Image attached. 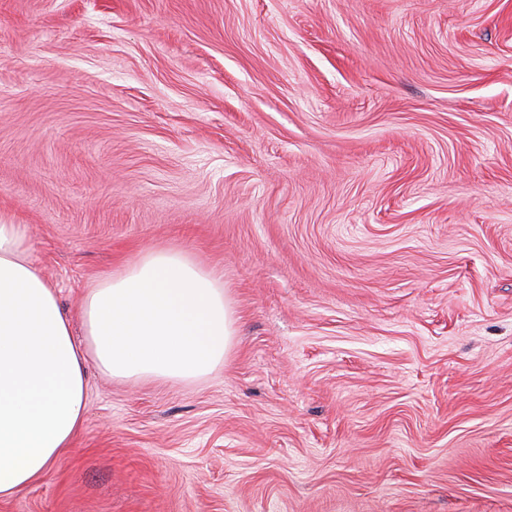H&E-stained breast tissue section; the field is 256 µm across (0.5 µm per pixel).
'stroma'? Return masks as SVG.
Listing matches in <instances>:
<instances>
[{
  "mask_svg": "<svg viewBox=\"0 0 512 512\" xmlns=\"http://www.w3.org/2000/svg\"><path fill=\"white\" fill-rule=\"evenodd\" d=\"M0 222L236 318L0 512H512V0H0Z\"/></svg>",
  "mask_w": 512,
  "mask_h": 512,
  "instance_id": "1",
  "label": "stroma"
}]
</instances>
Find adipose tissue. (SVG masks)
I'll list each match as a JSON object with an SVG mask.
<instances>
[{"label": "adipose tissue", "mask_w": 512, "mask_h": 512, "mask_svg": "<svg viewBox=\"0 0 512 512\" xmlns=\"http://www.w3.org/2000/svg\"><path fill=\"white\" fill-rule=\"evenodd\" d=\"M29 229L0 223V497L42 480L84 418L87 363L117 379L190 382L222 365L236 334L224 285L159 249L82 297L84 342L30 257Z\"/></svg>", "instance_id": "obj_1"}]
</instances>
